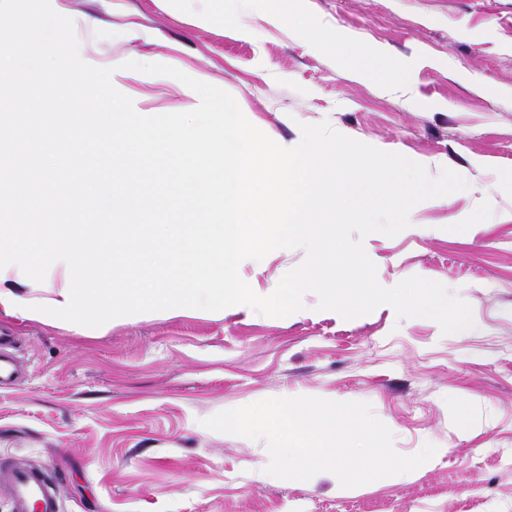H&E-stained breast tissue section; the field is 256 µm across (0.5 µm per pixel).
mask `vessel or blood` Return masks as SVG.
Masks as SVG:
<instances>
[{
	"label": "vessel or blood",
	"instance_id": "b4317fda",
	"mask_svg": "<svg viewBox=\"0 0 512 512\" xmlns=\"http://www.w3.org/2000/svg\"><path fill=\"white\" fill-rule=\"evenodd\" d=\"M0 484L10 489L15 512H59L55 492L41 468L0 455Z\"/></svg>",
	"mask_w": 512,
	"mask_h": 512
}]
</instances>
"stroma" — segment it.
Here are the masks:
<instances>
[{"label": "stroma", "mask_w": 512, "mask_h": 512, "mask_svg": "<svg viewBox=\"0 0 512 512\" xmlns=\"http://www.w3.org/2000/svg\"><path fill=\"white\" fill-rule=\"evenodd\" d=\"M82 59L175 67L230 93L279 145L304 124L426 167L464 192L429 199L408 228L364 240L377 280L420 276L472 309L442 334L382 305L342 319L314 293L284 317L238 305L160 311L90 328L0 312L17 374L0 387V454L41 465L60 512H512V0H51ZM116 89L145 116L187 112L179 80L134 72ZM303 249L244 260L261 296ZM370 403L409 456L411 480L345 489L265 474V441L203 419L265 399Z\"/></svg>", "instance_id": "stroma-1"}]
</instances>
